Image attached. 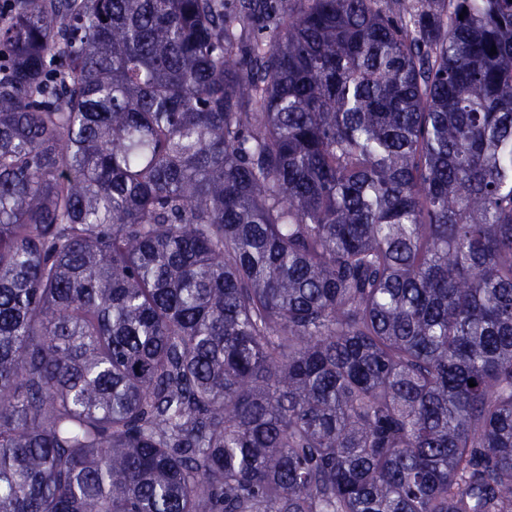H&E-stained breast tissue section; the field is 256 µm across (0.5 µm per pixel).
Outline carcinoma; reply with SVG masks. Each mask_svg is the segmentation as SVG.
Instances as JSON below:
<instances>
[{
  "label": "carcinoma",
  "mask_w": 512,
  "mask_h": 512,
  "mask_svg": "<svg viewBox=\"0 0 512 512\" xmlns=\"http://www.w3.org/2000/svg\"><path fill=\"white\" fill-rule=\"evenodd\" d=\"M13 2L0 512H512V0Z\"/></svg>",
  "instance_id": "carcinoma-1"
}]
</instances>
